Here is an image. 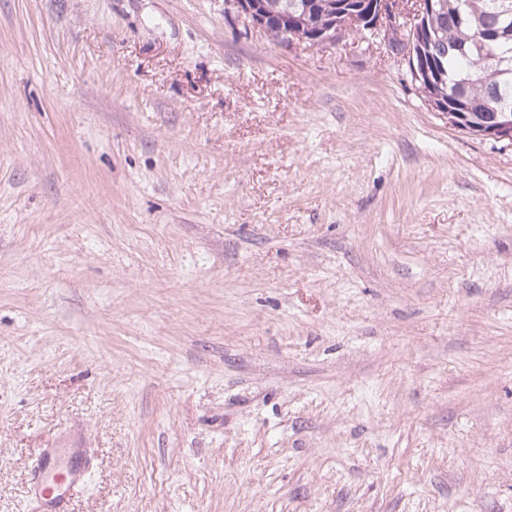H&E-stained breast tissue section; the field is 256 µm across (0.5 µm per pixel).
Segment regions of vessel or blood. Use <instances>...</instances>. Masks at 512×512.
Segmentation results:
<instances>
[{
    "label": "vessel or blood",
    "instance_id": "1",
    "mask_svg": "<svg viewBox=\"0 0 512 512\" xmlns=\"http://www.w3.org/2000/svg\"><path fill=\"white\" fill-rule=\"evenodd\" d=\"M86 477L83 459L67 448H50L33 475L34 502L38 512H65L68 489Z\"/></svg>",
    "mask_w": 512,
    "mask_h": 512
}]
</instances>
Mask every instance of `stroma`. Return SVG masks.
<instances>
[{
	"label": "stroma",
	"mask_w": 512,
	"mask_h": 512,
	"mask_svg": "<svg viewBox=\"0 0 512 512\" xmlns=\"http://www.w3.org/2000/svg\"><path fill=\"white\" fill-rule=\"evenodd\" d=\"M512 512V144L365 32L0 0V512ZM86 477V463L69 448H49L33 475L35 509L65 512L68 489Z\"/></svg>",
	"instance_id": "1"
}]
</instances>
